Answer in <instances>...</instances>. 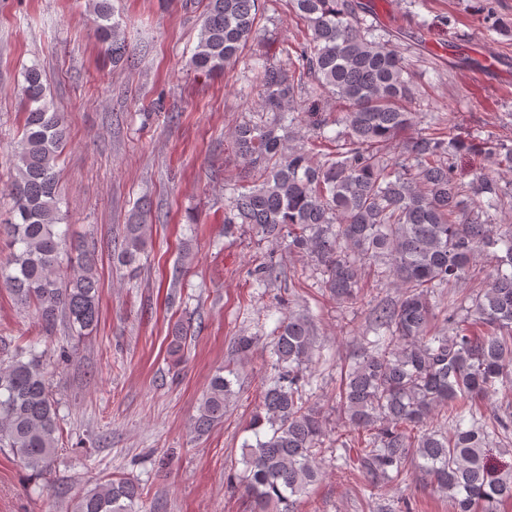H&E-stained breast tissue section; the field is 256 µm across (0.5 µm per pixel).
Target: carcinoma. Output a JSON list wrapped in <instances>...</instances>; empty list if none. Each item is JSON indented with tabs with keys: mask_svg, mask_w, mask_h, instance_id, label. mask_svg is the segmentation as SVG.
Listing matches in <instances>:
<instances>
[{
	"mask_svg": "<svg viewBox=\"0 0 512 512\" xmlns=\"http://www.w3.org/2000/svg\"><path fill=\"white\" fill-rule=\"evenodd\" d=\"M97 35L112 57L126 54L111 0H92ZM265 0H206L192 68L222 76L259 31ZM303 23L301 38L284 42L282 60L251 68L256 113L263 118L236 127L234 150L252 171L253 185L234 189L224 210V232L247 224L262 239L287 242L322 267L338 304L368 296L365 277L397 288V300L374 308L363 354L339 386L348 424L336 435L344 463L382 480L402 478L408 460L448 495L452 512H500L512 502V466L489 463L512 431V411L486 415L483 400L512 377V229L500 230L499 183L481 174L459 179L452 160L462 153L485 156L512 173V145H488L472 137L428 128L414 136L416 85L392 34L369 22L362 0H288ZM22 137L14 147L15 171L6 186L12 208L0 217V238L9 250L0 264V290L34 308L50 336L61 321L86 336L100 321L95 250L67 241L58 186V165L67 144L64 114L48 100L41 67L24 68ZM313 84L343 107L330 121L302 112L297 96ZM341 129L329 134L327 128ZM307 129L303 146H292L295 128ZM402 137L394 157L385 150ZM140 207L123 225L114 254L137 268L152 225ZM484 256L497 274L470 306L463 292L472 262ZM448 294L443 328L432 330L434 292ZM191 322L177 326L168 354L183 358ZM274 375L262 393L249 430L255 442L241 446L248 490L260 512H291L320 477L318 458L327 434L320 412L303 387L316 351L311 320L288 314L278 321ZM49 366L35 344L18 346L0 360V448H7L36 475L48 471L62 445L59 413L49 390ZM232 381L209 382L194 429L209 431L224 419ZM443 414L448 428L426 430ZM138 484L119 477L75 499L71 512H132Z\"/></svg>",
	"mask_w": 512,
	"mask_h": 512,
	"instance_id": "obj_1",
	"label": "carcinoma"
}]
</instances>
